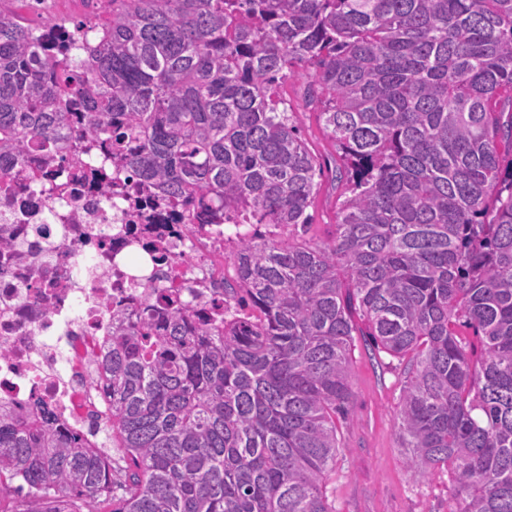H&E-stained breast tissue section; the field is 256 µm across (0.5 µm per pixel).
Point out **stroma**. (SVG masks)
<instances>
[{
  "label": "stroma",
  "instance_id": "1",
  "mask_svg": "<svg viewBox=\"0 0 512 512\" xmlns=\"http://www.w3.org/2000/svg\"><path fill=\"white\" fill-rule=\"evenodd\" d=\"M306 82L294 76L278 87L297 112L301 136L317 159L319 192L309 207L303 238L323 242L335 232L340 189L335 186L336 153L316 113L304 98ZM405 360L375 348L369 337L355 336L346 416L337 418L340 448L324 492L333 512H448L453 487L447 471L415 478L406 471L398 443L400 398Z\"/></svg>",
  "mask_w": 512,
  "mask_h": 512
}]
</instances>
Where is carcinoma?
I'll return each instance as SVG.
<instances>
[{
  "instance_id": "obj_1",
  "label": "carcinoma",
  "mask_w": 512,
  "mask_h": 512,
  "mask_svg": "<svg viewBox=\"0 0 512 512\" xmlns=\"http://www.w3.org/2000/svg\"><path fill=\"white\" fill-rule=\"evenodd\" d=\"M13 2L0 150H51L76 96L88 136L172 199L285 235L237 245L244 318L194 321L162 293L113 321L98 433L118 459L0 416L10 512H333L358 318L407 359L412 476L447 470L451 512H512V0H96L75 48ZM299 66L344 187L326 243L293 237L316 160L274 89Z\"/></svg>"
}]
</instances>
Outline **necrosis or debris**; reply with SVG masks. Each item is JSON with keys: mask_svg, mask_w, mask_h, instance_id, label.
Segmentation results:
<instances>
[{"mask_svg": "<svg viewBox=\"0 0 512 512\" xmlns=\"http://www.w3.org/2000/svg\"><path fill=\"white\" fill-rule=\"evenodd\" d=\"M69 115L56 153L0 150V412L48 413L87 438L111 417L102 362L112 321H138L147 296L174 288L211 320L241 317L228 286L245 224H213L173 204Z\"/></svg>", "mask_w": 512, "mask_h": 512, "instance_id": "necrosis-or-debris-1", "label": "necrosis or debris"}]
</instances>
